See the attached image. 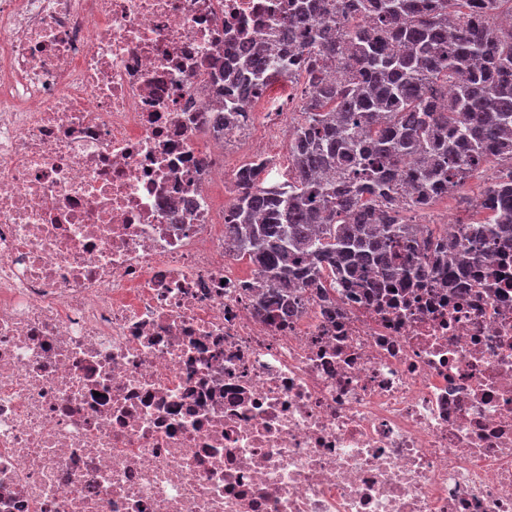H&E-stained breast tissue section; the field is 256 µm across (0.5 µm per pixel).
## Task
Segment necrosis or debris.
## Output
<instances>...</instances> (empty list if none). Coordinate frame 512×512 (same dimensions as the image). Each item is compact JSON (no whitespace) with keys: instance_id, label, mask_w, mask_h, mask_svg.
<instances>
[{"instance_id":"4bbe7bcc","label":"necrosis or debris","mask_w":512,"mask_h":512,"mask_svg":"<svg viewBox=\"0 0 512 512\" xmlns=\"http://www.w3.org/2000/svg\"><path fill=\"white\" fill-rule=\"evenodd\" d=\"M288 0H0V512H512V252L254 291L219 68Z\"/></svg>"}]
</instances>
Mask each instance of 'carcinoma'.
<instances>
[{
	"instance_id": "cac0c4a2",
	"label": "carcinoma",
	"mask_w": 512,
	"mask_h": 512,
	"mask_svg": "<svg viewBox=\"0 0 512 512\" xmlns=\"http://www.w3.org/2000/svg\"><path fill=\"white\" fill-rule=\"evenodd\" d=\"M302 76L288 180L237 176L229 229L277 308L289 286L325 276L379 293L512 247V182L495 181L443 250L418 246L438 194L512 164V0H292L279 49L240 52L220 120L280 77ZM415 166L403 168L407 158Z\"/></svg>"
}]
</instances>
